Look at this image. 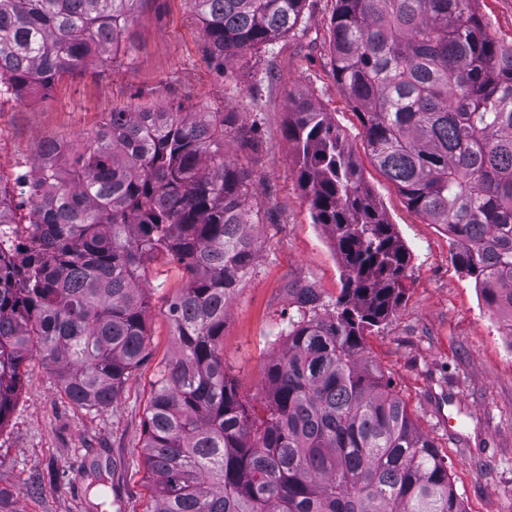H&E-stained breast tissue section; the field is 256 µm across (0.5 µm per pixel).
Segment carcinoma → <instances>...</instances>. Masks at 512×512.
Listing matches in <instances>:
<instances>
[{
	"instance_id": "1",
	"label": "carcinoma",
	"mask_w": 512,
	"mask_h": 512,
	"mask_svg": "<svg viewBox=\"0 0 512 512\" xmlns=\"http://www.w3.org/2000/svg\"><path fill=\"white\" fill-rule=\"evenodd\" d=\"M143 2L0 0V96L99 63ZM308 2L189 0L225 62L302 29ZM475 2L336 0L331 65L371 159L449 232L484 303L512 313V44ZM286 135L345 279L330 313L298 289L285 349L251 400L219 349L229 297L256 261L248 174L224 161L239 138L230 114L108 113L66 171L14 178L25 221L0 173V225L40 226L32 249H0V425L33 352L69 400L117 399L147 357V262L166 253L189 281L168 307L178 350L145 420L152 512H465L438 447L366 357V334L404 294L409 252L328 113L292 99Z\"/></svg>"
}]
</instances>
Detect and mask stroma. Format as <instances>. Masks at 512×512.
I'll return each instance as SVG.
<instances>
[{"mask_svg": "<svg viewBox=\"0 0 512 512\" xmlns=\"http://www.w3.org/2000/svg\"><path fill=\"white\" fill-rule=\"evenodd\" d=\"M304 30L217 67L187 0H145L108 67L89 65L41 91L35 103L0 97V173L14 178L60 138L83 153L107 112L137 105L162 111L229 112L257 149L226 143L227 162L247 169L245 208L257 259L235 289L219 348L241 397L261 393L268 360L299 287L335 303L343 268L333 242L313 223L285 135L290 95L311 98L345 134L366 185L411 255L405 295L367 351L390 378L424 434L448 463L465 512H512V341L497 314L455 264L444 228L429 224L371 163L361 124L331 71L336 0H309ZM187 283L183 266L158 254L146 267L151 301L148 357L115 402H71L38 354L22 366L13 407L0 424V488L15 512H151L142 460L146 407L178 343L169 303Z\"/></svg>", "mask_w": 512, "mask_h": 512, "instance_id": "stroma-1", "label": "stroma"}]
</instances>
